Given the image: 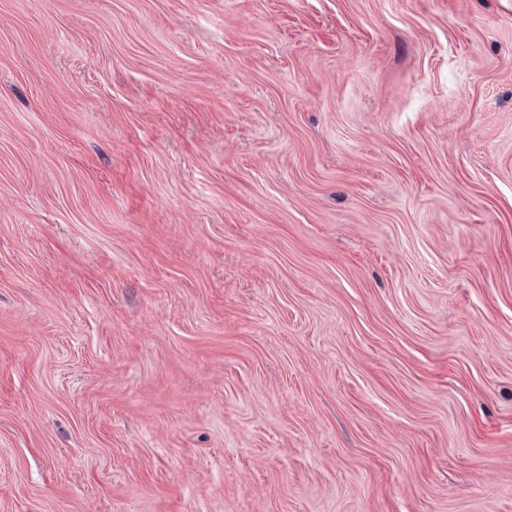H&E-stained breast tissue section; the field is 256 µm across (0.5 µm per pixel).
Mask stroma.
Returning a JSON list of instances; mask_svg holds the SVG:
<instances>
[{"label":"stroma","instance_id":"1","mask_svg":"<svg viewBox=\"0 0 512 512\" xmlns=\"http://www.w3.org/2000/svg\"><path fill=\"white\" fill-rule=\"evenodd\" d=\"M0 512H512V0H0Z\"/></svg>","mask_w":512,"mask_h":512}]
</instances>
